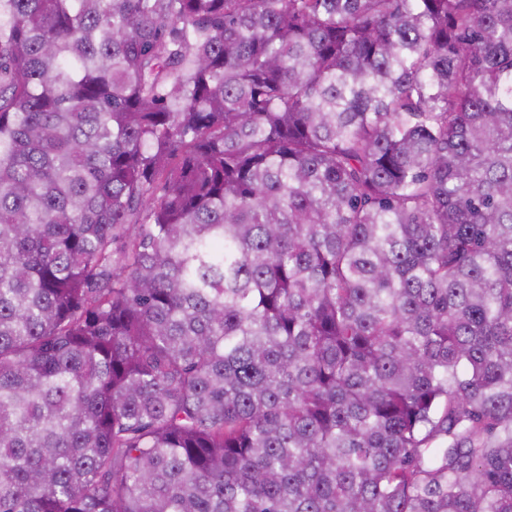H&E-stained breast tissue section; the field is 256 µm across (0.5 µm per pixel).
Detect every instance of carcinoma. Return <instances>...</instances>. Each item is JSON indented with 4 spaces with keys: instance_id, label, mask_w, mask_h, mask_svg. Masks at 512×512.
Returning a JSON list of instances; mask_svg holds the SVG:
<instances>
[{
    "instance_id": "obj_1",
    "label": "carcinoma",
    "mask_w": 512,
    "mask_h": 512,
    "mask_svg": "<svg viewBox=\"0 0 512 512\" xmlns=\"http://www.w3.org/2000/svg\"><path fill=\"white\" fill-rule=\"evenodd\" d=\"M0 512H512V0H0Z\"/></svg>"
}]
</instances>
